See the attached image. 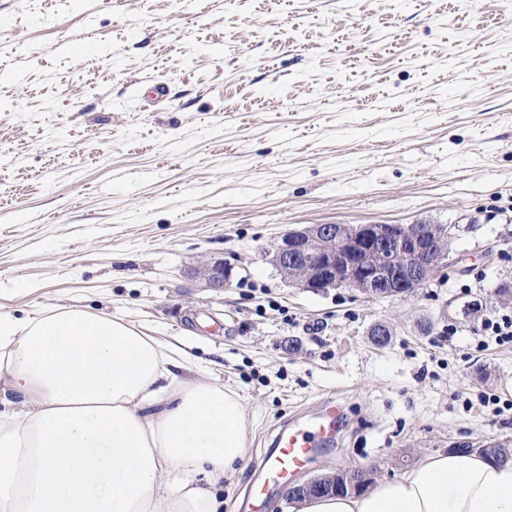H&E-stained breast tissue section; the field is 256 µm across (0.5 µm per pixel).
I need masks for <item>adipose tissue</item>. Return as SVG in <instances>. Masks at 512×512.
Here are the masks:
<instances>
[{
  "label": "adipose tissue",
  "mask_w": 512,
  "mask_h": 512,
  "mask_svg": "<svg viewBox=\"0 0 512 512\" xmlns=\"http://www.w3.org/2000/svg\"><path fill=\"white\" fill-rule=\"evenodd\" d=\"M187 360L82 309L0 315V512H216L214 487L246 457V412L182 377ZM291 512H512V462L437 453Z\"/></svg>",
  "instance_id": "1"
}]
</instances>
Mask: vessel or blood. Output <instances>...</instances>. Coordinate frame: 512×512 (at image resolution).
Segmentation results:
<instances>
[{
  "instance_id": "vessel-or-blood-1",
  "label": "vessel or blood",
  "mask_w": 512,
  "mask_h": 512,
  "mask_svg": "<svg viewBox=\"0 0 512 512\" xmlns=\"http://www.w3.org/2000/svg\"><path fill=\"white\" fill-rule=\"evenodd\" d=\"M349 420L344 404L338 397H326L316 412L294 415L276 434L274 454L266 458L265 466L272 481L305 469L335 438L343 436Z\"/></svg>"
}]
</instances>
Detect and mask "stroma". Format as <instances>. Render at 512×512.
I'll return each instance as SVG.
<instances>
[{
	"mask_svg": "<svg viewBox=\"0 0 512 512\" xmlns=\"http://www.w3.org/2000/svg\"><path fill=\"white\" fill-rule=\"evenodd\" d=\"M421 223L451 227L464 268L409 297L297 288L270 260L301 225ZM218 259L232 285L204 287ZM503 281L512 0H0V314L117 317L237 393L223 512L332 393L353 430L294 483L512 448V344L479 337L512 314Z\"/></svg>",
	"mask_w": 512,
	"mask_h": 512,
	"instance_id": "obj_1",
	"label": "stroma"
}]
</instances>
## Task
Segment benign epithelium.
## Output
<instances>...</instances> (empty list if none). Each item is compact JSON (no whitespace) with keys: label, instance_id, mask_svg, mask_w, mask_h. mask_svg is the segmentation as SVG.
Here are the masks:
<instances>
[{"label":"benign epithelium","instance_id":"obj_1","mask_svg":"<svg viewBox=\"0 0 512 512\" xmlns=\"http://www.w3.org/2000/svg\"><path fill=\"white\" fill-rule=\"evenodd\" d=\"M436 224H313L287 230L272 249V261L289 283L302 288H355L375 298L407 296L445 267H453L446 239ZM210 288L231 282L233 267L222 260L199 272ZM336 486L323 476L292 489L306 496Z\"/></svg>","mask_w":512,"mask_h":512}]
</instances>
